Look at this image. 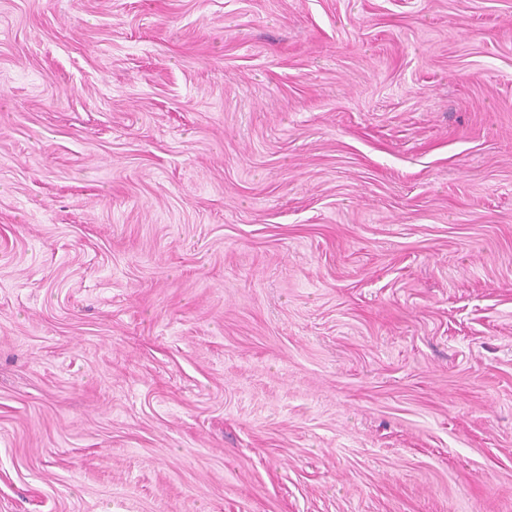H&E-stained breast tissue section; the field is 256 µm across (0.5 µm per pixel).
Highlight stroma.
Wrapping results in <instances>:
<instances>
[{"label":"stroma","mask_w":512,"mask_h":512,"mask_svg":"<svg viewBox=\"0 0 512 512\" xmlns=\"http://www.w3.org/2000/svg\"><path fill=\"white\" fill-rule=\"evenodd\" d=\"M0 512H512V0H0Z\"/></svg>","instance_id":"35a3bbf8"}]
</instances>
